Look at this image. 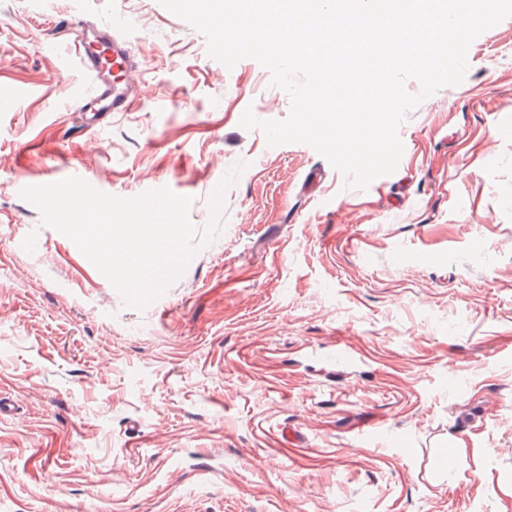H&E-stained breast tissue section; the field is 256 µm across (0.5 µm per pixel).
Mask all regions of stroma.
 Masks as SVG:
<instances>
[{
	"label": "stroma",
	"instance_id": "obj_1",
	"mask_svg": "<svg viewBox=\"0 0 512 512\" xmlns=\"http://www.w3.org/2000/svg\"><path fill=\"white\" fill-rule=\"evenodd\" d=\"M86 21L148 64L90 127ZM467 58L360 190L243 129L289 95L159 0H0V512H512V17ZM238 164L221 233L141 311L20 195L166 186L201 232Z\"/></svg>",
	"mask_w": 512,
	"mask_h": 512
}]
</instances>
